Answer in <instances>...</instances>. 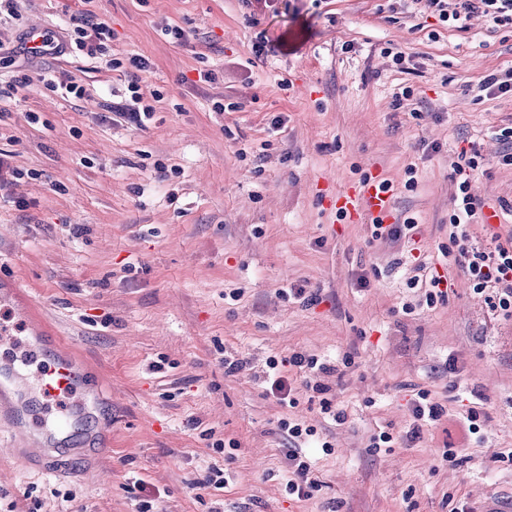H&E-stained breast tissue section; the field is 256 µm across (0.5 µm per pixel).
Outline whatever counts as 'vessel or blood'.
<instances>
[{"mask_svg":"<svg viewBox=\"0 0 512 512\" xmlns=\"http://www.w3.org/2000/svg\"><path fill=\"white\" fill-rule=\"evenodd\" d=\"M336 203L355 219L366 212L387 224L393 216L392 197L376 180L338 192ZM46 340L44 329L35 328L28 341L15 349L17 360L44 357L43 367L35 374L24 375L14 364L0 366V400L8 404L12 427L31 439L25 454L34 462L46 460L53 449L68 444L85 419L70 404L75 392L86 386L84 366L76 358L45 355Z\"/></svg>","mask_w":512,"mask_h":512,"instance_id":"1","label":"vessel or blood"}]
</instances>
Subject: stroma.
I'll return each instance as SVG.
<instances>
[{"instance_id": "35a3bbf8", "label": "stroma", "mask_w": 512, "mask_h": 512, "mask_svg": "<svg viewBox=\"0 0 512 512\" xmlns=\"http://www.w3.org/2000/svg\"><path fill=\"white\" fill-rule=\"evenodd\" d=\"M84 9L111 31L105 56L29 52L30 28L62 32ZM134 56L145 71L128 67ZM510 68L512 26L474 17L458 29L393 0H21L0 25V81L21 85L0 101V152L25 174L0 189V279L21 296L0 305V328L26 338L34 313L86 363L98 394L85 406L112 430L96 455L61 448L43 467L14 459L0 424V512L511 505L512 318L444 258L462 151L485 154L474 191L512 225V167L494 138L512 127V92L481 87ZM47 75L75 78L84 96L60 97ZM134 76L156 107L143 126L115 115ZM367 176L390 182L397 222H418L412 239H377L368 217L339 216L337 193ZM421 262L452 283L431 307L408 284ZM296 352L335 370L318 376L321 395L285 366L290 408L265 379L269 358ZM421 389L448 415L414 438ZM324 398L344 423L322 414ZM473 408L474 436L460 424ZM288 418L334 448L313 451L321 486L305 501L285 491ZM380 431L389 452L370 448ZM216 469L220 489L207 483Z\"/></svg>"}]
</instances>
